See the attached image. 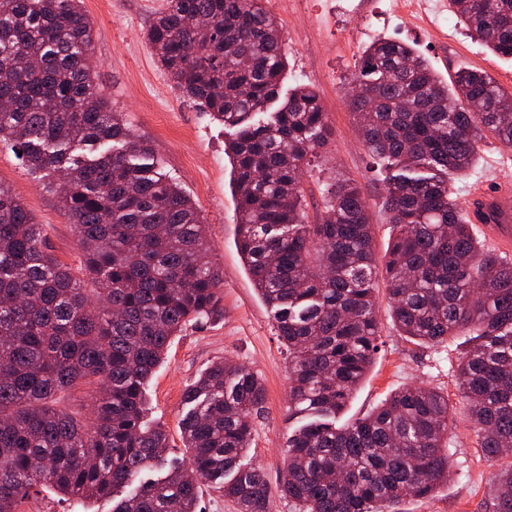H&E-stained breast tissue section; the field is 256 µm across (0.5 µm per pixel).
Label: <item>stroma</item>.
Returning a JSON list of instances; mask_svg holds the SVG:
<instances>
[{
	"label": "stroma",
	"mask_w": 512,
	"mask_h": 512,
	"mask_svg": "<svg viewBox=\"0 0 512 512\" xmlns=\"http://www.w3.org/2000/svg\"><path fill=\"white\" fill-rule=\"evenodd\" d=\"M394 3L307 0L305 10L295 13L287 0L265 2L287 52L281 92L299 84L314 86L333 127L327 153L305 170L309 218H320L327 184L339 178L354 180L364 191L374 226L375 258L380 262L395 234L382 206L384 173L360 140L346 94L363 47L383 36L399 39L415 45L445 80H453L456 71L467 67L486 71L512 91L511 60L491 53L460 25H453L447 36L437 35L418 13H395ZM165 6L166 0H82L95 28L99 93L147 141L162 171L193 200L207 226L212 258L223 275V315L189 325L173 339L165 362L147 388L148 419L168 431L173 455L184 457L179 421L186 410V386L215 362L228 359L242 364L262 378L266 389L265 411L253 420L252 445L243 460L259 464L275 486L282 476L288 433L295 425L288 413V353L236 246L237 200L224 153L230 134L210 113L175 90L147 41L149 23ZM482 182L512 187V150L490 134L480 144L474 168L455 183L460 202H468ZM0 184L10 188L31 212L48 250L72 270H79V240L58 195L1 145ZM376 283L380 345L364 381L339 417L343 423L368 413L408 385L455 394L453 370L467 347L463 335L424 346L400 336L388 312L381 266L376 270ZM452 416L448 484L434 499L407 498L402 512H486L492 494L491 469L479 456L467 411L459 407ZM18 512H112V502L98 499L76 505L47 490L31 495Z\"/></svg>",
	"instance_id": "1"
}]
</instances>
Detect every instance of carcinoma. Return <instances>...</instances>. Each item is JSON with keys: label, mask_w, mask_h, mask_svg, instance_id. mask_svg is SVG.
I'll return each instance as SVG.
<instances>
[{"label": "carcinoma", "mask_w": 512, "mask_h": 512, "mask_svg": "<svg viewBox=\"0 0 512 512\" xmlns=\"http://www.w3.org/2000/svg\"><path fill=\"white\" fill-rule=\"evenodd\" d=\"M450 5L470 36L512 58V0ZM94 38L81 0H0V145L66 181L94 285L47 252L0 185V512L36 487L110 498L112 512H199L207 483L237 512H271L265 473L240 463L266 402L257 374L224 360L187 386L186 462L144 420L172 337L223 311V279L193 201L97 94ZM146 38L182 95L232 131L237 247L288 351L291 416L304 419L288 433L277 492L296 512H398L408 497H434L451 476L443 392L405 387L336 424L379 347L373 229L350 180L330 185L320 222H307L304 171L332 126L310 85L279 100L287 59L264 0H168ZM350 83L372 94L349 104L386 168L389 314L417 345L467 333L458 403L497 467L512 456V260L475 235L453 184L484 131L512 148V91L468 68L450 84L392 38L362 49ZM80 382L98 393L90 425L56 407ZM494 477L489 509L512 512V462Z\"/></svg>", "instance_id": "cac0c4a2"}]
</instances>
